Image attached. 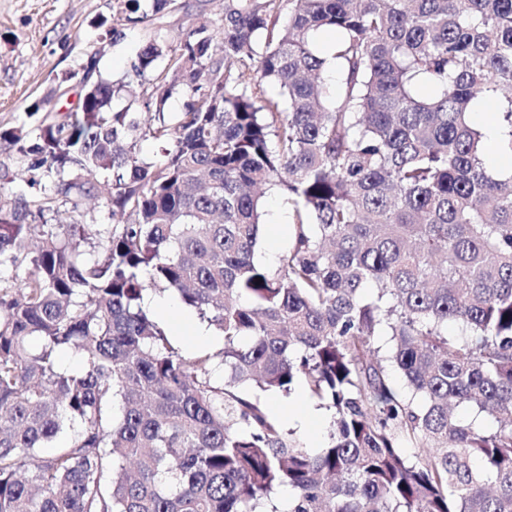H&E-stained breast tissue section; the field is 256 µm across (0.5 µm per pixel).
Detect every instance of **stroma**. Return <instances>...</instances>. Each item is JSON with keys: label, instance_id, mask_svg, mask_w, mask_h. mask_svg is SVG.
Wrapping results in <instances>:
<instances>
[{"label": "stroma", "instance_id": "1", "mask_svg": "<svg viewBox=\"0 0 512 512\" xmlns=\"http://www.w3.org/2000/svg\"><path fill=\"white\" fill-rule=\"evenodd\" d=\"M177 10L155 24L127 26L114 41L102 40L99 23L112 16V0H0V131L21 130L35 140L44 118L64 119L76 111L85 89L78 75L91 67L92 79H123L138 49L155 35L178 46L186 30L207 21L219 24L224 0H176ZM30 161L6 140H0V190L32 198L44 185H31ZM264 227L256 257L278 265L290 244L288 206L278 192L263 200ZM289 399L281 394L264 398L267 411L302 446L323 445L329 416L313 429L294 420Z\"/></svg>", "mask_w": 512, "mask_h": 512}]
</instances>
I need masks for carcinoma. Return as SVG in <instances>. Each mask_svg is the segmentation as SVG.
I'll list each match as a JSON object with an SVG mask.
<instances>
[{
  "label": "carcinoma",
  "instance_id": "carcinoma-1",
  "mask_svg": "<svg viewBox=\"0 0 512 512\" xmlns=\"http://www.w3.org/2000/svg\"><path fill=\"white\" fill-rule=\"evenodd\" d=\"M142 2L115 0L106 35L176 10ZM82 81L34 142L0 133L51 183L0 192V512H512V175L487 170L468 120L476 99L492 109L512 162V0H224L220 30ZM98 175L123 222L95 243ZM271 190L291 225L275 269L255 259ZM149 289L222 348L174 344ZM297 385L331 412L316 450L260 400Z\"/></svg>",
  "mask_w": 512,
  "mask_h": 512
}]
</instances>
